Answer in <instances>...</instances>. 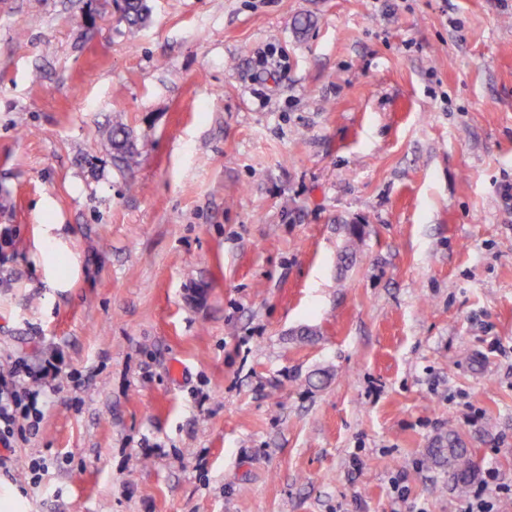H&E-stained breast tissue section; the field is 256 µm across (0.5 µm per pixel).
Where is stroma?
<instances>
[{"instance_id": "stroma-1", "label": "stroma", "mask_w": 512, "mask_h": 512, "mask_svg": "<svg viewBox=\"0 0 512 512\" xmlns=\"http://www.w3.org/2000/svg\"><path fill=\"white\" fill-rule=\"evenodd\" d=\"M121 3L0 0V512H465L452 429L512 487V0ZM149 16V9L144 0H124L122 18L129 26H143L148 22ZM110 140L112 150L116 153V157L123 163L130 165L135 161V152L132 145V132L122 122L116 121L112 123L110 131ZM344 246L337 254V264L348 267L356 258L359 243L362 241L361 224H344L342 227ZM51 368L31 367L18 360L0 372V447L15 448L18 441L39 430L47 391L42 388Z\"/></svg>"}]
</instances>
